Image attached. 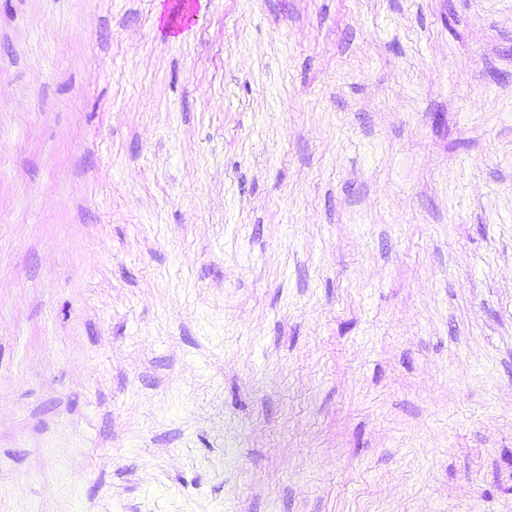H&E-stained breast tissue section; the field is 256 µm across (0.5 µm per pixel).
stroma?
Returning a JSON list of instances; mask_svg holds the SVG:
<instances>
[{"label":"stroma","instance_id":"35a3bbf8","mask_svg":"<svg viewBox=\"0 0 512 512\" xmlns=\"http://www.w3.org/2000/svg\"><path fill=\"white\" fill-rule=\"evenodd\" d=\"M0 512H512V0H0Z\"/></svg>","mask_w":512,"mask_h":512}]
</instances>
